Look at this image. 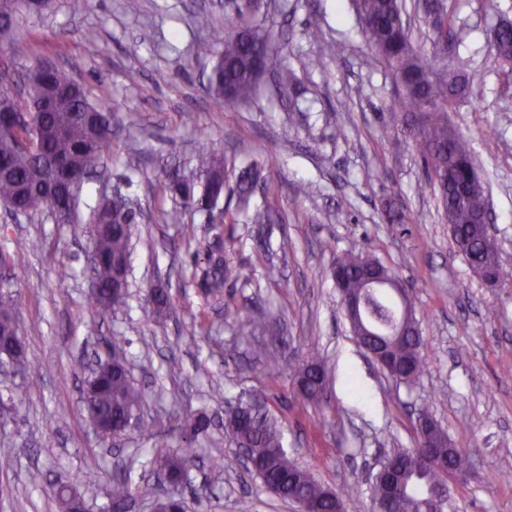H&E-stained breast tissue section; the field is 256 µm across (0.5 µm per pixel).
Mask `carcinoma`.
<instances>
[{
    "mask_svg": "<svg viewBox=\"0 0 512 512\" xmlns=\"http://www.w3.org/2000/svg\"><path fill=\"white\" fill-rule=\"evenodd\" d=\"M12 15L0 21V52L14 44L20 35L23 15H40L45 10L40 0H15ZM366 42L383 58L402 91L404 110L411 117L413 137L422 153L427 184L440 196L444 215L455 231L457 252L474 269H482L500 285L512 283V272L501 263L498 248L483 246L484 229L475 218L488 206L487 190L481 179L475 177L481 168V159L470 142L448 124V112L457 97L466 91L468 80L455 71L438 77L434 70L439 53L416 48L402 20L399 0H354ZM239 23L229 30H217L212 18L201 14L198 27L208 31V37L197 43L196 57L212 63L209 91L222 103L247 102L263 77L283 62V46L272 41L262 28L253 22L252 12L236 10ZM437 44L461 42L464 32L447 20L433 21ZM495 56L505 61L512 58V25L496 32ZM42 56L32 54L25 66L23 82L29 85L24 98L13 95L9 82L14 80L12 69L3 63L4 84H0V113L25 110L34 117V128L0 131V203L14 204L36 214L53 202L69 196L73 186L71 174L90 171L106 157L112 145V127L121 119L105 100L95 99L63 66L44 71L39 68ZM35 134L41 142V152L33 153L21 145L24 136ZM226 159L211 152H200L189 170L174 169L165 173V187L179 197L180 207L162 213L166 224L183 223V212L207 206V196H222L227 182ZM264 184L266 201L261 207H252L258 184ZM229 191L236 199V212L248 215L253 224L271 223L274 210L272 200L276 188L254 164L238 170L234 186ZM135 208L125 205L109 208L100 203L91 208L88 223L98 225L90 234L92 247L100 256L93 276L100 285V293L88 297L89 306L104 316L121 308L127 293L112 288V261L129 259L132 225L138 223ZM42 242L32 239L14 253H0V264L13 268L26 262L29 255L40 250ZM186 248L202 253L207 259L200 283L205 296L223 295L224 286L240 277V271L224 256V238L201 242L185 241ZM367 256L344 252L336 256L333 274L345 277L344 287L357 293L373 315L390 321L396 316L390 301L377 293L365 296L363 270L360 263ZM242 336H262L267 323L259 314H247L237 319ZM394 357L398 361L395 380L409 385L427 369V358L421 351V340H406L396 345ZM293 383L299 403L318 404L326 394L325 368L319 355L311 350L298 362ZM142 400V393L133 385L129 371L121 358L115 367L102 373L96 381L94 396L82 403V411L98 419L124 418L134 415ZM224 427L230 440L239 447L251 449L258 462L255 476L276 491L285 501L296 497L315 499L325 512H345L342 491H333L334 499L326 497L329 488L320 484L312 472L290 459L283 444L281 424L271 416L264 405L241 403L235 412L224 418ZM206 429L202 417L186 419L182 424L185 443L164 456L163 467L175 488L187 484V475L193 466L197 448L195 441ZM416 449L401 448L393 452V467L407 471ZM437 457L448 460V467L467 471L473 467L472 456L463 448L436 449ZM444 486L443 469L431 466L421 474L406 476L402 494L401 512H425L428 490ZM130 494L128 482L116 479L110 485L108 496L113 503L124 502Z\"/></svg>",
    "mask_w": 512,
    "mask_h": 512,
    "instance_id": "carcinoma-1",
    "label": "carcinoma"
}]
</instances>
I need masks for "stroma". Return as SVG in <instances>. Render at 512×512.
I'll use <instances>...</instances> for the list:
<instances>
[{
    "mask_svg": "<svg viewBox=\"0 0 512 512\" xmlns=\"http://www.w3.org/2000/svg\"><path fill=\"white\" fill-rule=\"evenodd\" d=\"M466 37L441 66L466 74L468 96L448 114L483 161L495 214L500 260L512 270V66L494 58L492 30L512 20V0H441ZM228 28V0H52L30 17L12 53L51 56L58 39L70 44L75 78L109 101L122 119L96 180L80 191L88 213L102 190L118 191L145 213L133 229L126 307L98 316L86 302L84 254L88 225L56 223L50 212L13 217L0 204V252L32 237L42 252L10 272L8 291L36 379L0 369V512H62L57 475H79L86 512H108L114 477L127 479L134 512H151L159 457L183 442L188 416L208 422L190 469L186 512H294L259 479L223 467L236 448L224 432V412L263 398L280 420L284 446L324 486L348 488L347 512H371V482L393 449L415 445L418 407L471 451L480 476L455 485L448 512H512V487L496 482L512 472V285L491 288L455 252L435 193L425 183L410 123L398 105L400 88L365 42L351 0H263L256 21L285 46L292 79L266 81L244 106L216 104L209 68L195 48L204 32L199 13ZM318 24L332 58L312 66ZM98 52L87 56L86 39ZM266 165L280 193L283 224H253L237 215L224 227V250L241 272L224 297H205L194 280L205 262L180 243L208 236L202 214L165 224L173 201L161 189L163 167L192 165L200 151ZM306 193H296V186ZM406 214L391 223L388 210ZM363 251L413 284L422 330L425 373L406 386L391 379L356 343L332 277L337 254ZM168 289L176 308L162 315L151 291ZM263 314L267 333L237 335L228 310ZM318 351L328 377L326 399L294 402L293 368ZM126 357L144 392L137 422L120 441L94 436L80 410L87 378L82 365L112 351ZM277 358L266 372V356ZM222 386L213 389L211 379ZM97 468H88L90 457Z\"/></svg>",
    "mask_w": 512,
    "mask_h": 512,
    "instance_id": "35a3bbf8",
    "label": "stroma"
}]
</instances>
